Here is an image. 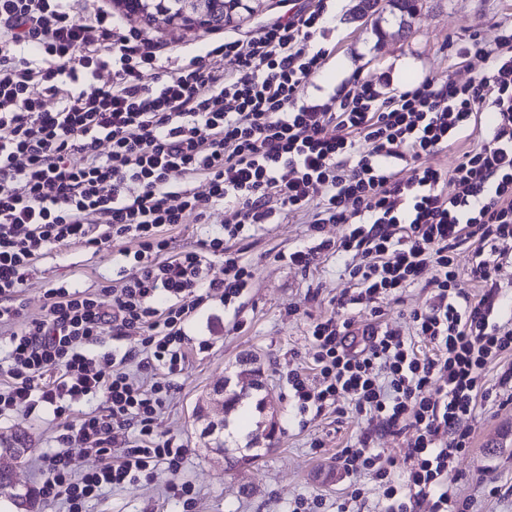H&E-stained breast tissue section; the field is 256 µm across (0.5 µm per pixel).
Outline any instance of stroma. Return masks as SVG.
<instances>
[{
	"mask_svg": "<svg viewBox=\"0 0 512 512\" xmlns=\"http://www.w3.org/2000/svg\"><path fill=\"white\" fill-rule=\"evenodd\" d=\"M102 2L123 24L162 45L175 64L199 52L211 34L205 27L174 31L126 16L117 0H74L72 7L82 16ZM357 3L327 0L328 21L318 42L332 53L305 87L304 101H315L352 80L373 82L387 94L427 78L465 82L486 64L477 59L460 62L452 43L476 30L492 36L498 25L512 22V0H418L416 14L405 25L388 10L357 17ZM307 239L306 225L296 220L262 225L239 245L256 280L238 312L224 311L211 301L186 326V362L182 372L170 379L171 389L153 423V437L184 445L180 478L193 488L192 510H185L181 500L168 494L171 476L161 466L152 475L90 500L85 512H289L296 499L316 496L324 500L327 512H334L351 483L338 456L363 432H371L372 447L403 460L405 436L382 431L377 422L357 414L351 403H344L339 412L329 409L303 418L291 404L289 370L316 374L307 335L310 322L329 315L333 298L353 288L344 272V257L323 256L306 270L288 264L286 253ZM133 246V241L124 240L98 251L79 245L50 250L20 290L24 315L44 314L47 290L63 282L92 290L111 287L120 250ZM429 301L428 289H406L401 300L382 303L380 322L410 334L411 311ZM202 341L207 344L203 350L198 347ZM244 356L260 366L267 390L251 389L238 364ZM223 386L241 394L248 414L226 408L214 397V390ZM199 407L204 410L200 418L195 415ZM467 424L473 445L455 463L461 496L472 499V512H512V400L489 402ZM58 430L52 411L44 408L0 416V440L29 451L19 462L0 458V468L11 472L16 489L37 494V461L56 449ZM219 438L224 449L251 448L259 453V460L227 469L224 450L215 447Z\"/></svg>",
	"mask_w": 512,
	"mask_h": 512,
	"instance_id": "stroma-1",
	"label": "stroma"
}]
</instances>
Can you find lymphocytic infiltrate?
<instances>
[{
  "label": "lymphocytic infiltrate",
  "mask_w": 512,
  "mask_h": 512,
  "mask_svg": "<svg viewBox=\"0 0 512 512\" xmlns=\"http://www.w3.org/2000/svg\"><path fill=\"white\" fill-rule=\"evenodd\" d=\"M70 2L0 0V333L11 344L0 415L42 406L58 419L59 447L39 460L43 499L85 512L104 490L161 463L169 492L190 494L177 479L184 446L151 439L170 385L143 386L128 365L182 371L187 321L213 299L239 309L254 284L232 241L278 211L306 217L319 238L289 252L290 264L347 256L356 286L335 298L333 314L311 322L319 377L313 384L289 371L294 409L317 416L347 399L384 431L409 433L399 464L367 433L341 451L349 476H375L381 512H469L454 463L472 435L459 422L494 391L512 393L502 274L512 257V23L493 38L475 32L456 43L460 60L490 63L466 82L426 79L387 96L366 81L307 104L300 90L329 54L306 46L324 29V10H295L250 35L212 36L202 53L170 68L162 49L110 11L81 18ZM214 57L231 71L213 67ZM47 96L54 110L45 109ZM468 138L472 146L461 147ZM451 148V167L421 166ZM400 161L414 163L409 179L399 178ZM174 171L188 185L172 189ZM217 205L220 231L169 254V230ZM94 218L106 226L97 236ZM328 224L344 225V234L321 238ZM117 239L136 248L122 252L108 291L59 284L47 291L45 314L14 331L19 288L50 246ZM464 245L471 263L463 276L455 254ZM212 257L222 259L223 279H206ZM420 283L431 297L411 311V337L380 330L381 302ZM471 283L481 297L469 293ZM364 312L372 321L356 329ZM108 332L140 336L143 350L126 352L106 377L88 348ZM418 341L427 352L415 349ZM492 365L500 373L490 387ZM53 368L59 376L45 380ZM98 396L105 413L70 420L73 404ZM131 428L140 444L113 455L115 430ZM90 455L101 466L80 471Z\"/></svg>",
  "instance_id": "f902f5d3"
}]
</instances>
